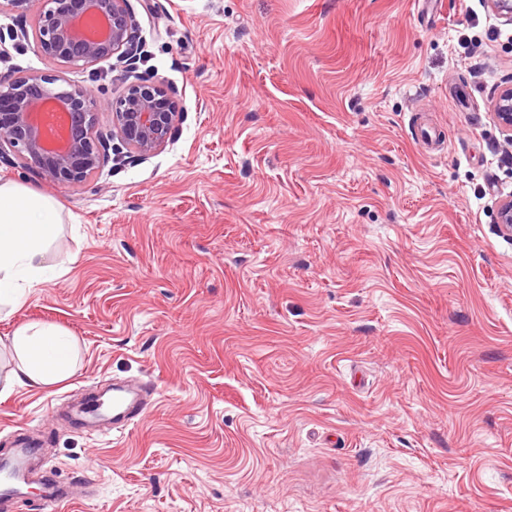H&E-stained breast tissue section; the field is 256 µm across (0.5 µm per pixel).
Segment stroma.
Wrapping results in <instances>:
<instances>
[{
  "instance_id": "stroma-1",
  "label": "stroma",
  "mask_w": 512,
  "mask_h": 512,
  "mask_svg": "<svg viewBox=\"0 0 512 512\" xmlns=\"http://www.w3.org/2000/svg\"><path fill=\"white\" fill-rule=\"evenodd\" d=\"M141 59L64 69L101 102L160 81L172 142L46 189L41 321L75 374L0 396V448L37 439L86 497L59 512H512V160L491 101L512 24L481 0H130ZM34 12L0 11L16 68L47 72ZM437 127L429 153L408 121ZM155 382L128 426L68 406Z\"/></svg>"
}]
</instances>
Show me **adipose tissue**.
<instances>
[{"mask_svg": "<svg viewBox=\"0 0 512 512\" xmlns=\"http://www.w3.org/2000/svg\"><path fill=\"white\" fill-rule=\"evenodd\" d=\"M62 232L54 199L14 183L0 184V308L21 303L30 288L44 282V257ZM4 347L11 370L0 390L15 385L49 388L71 377L78 365L75 336L54 325L19 327Z\"/></svg>", "mask_w": 512, "mask_h": 512, "instance_id": "obj_1", "label": "adipose tissue"}]
</instances>
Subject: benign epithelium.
<instances>
[{
  "label": "benign epithelium",
  "instance_id": "1",
  "mask_svg": "<svg viewBox=\"0 0 512 512\" xmlns=\"http://www.w3.org/2000/svg\"><path fill=\"white\" fill-rule=\"evenodd\" d=\"M512 23V0H486ZM34 33L39 52L60 67H92L112 58L134 69L138 29L129 0H38ZM512 143V83L492 101ZM110 129L98 130L96 99L61 74L26 72L0 79V164L18 161L50 187H75L101 171L119 140L149 157L176 135L179 101L160 81L133 82L108 104ZM501 229L512 235V197L498 202Z\"/></svg>",
  "mask_w": 512,
  "mask_h": 512
}]
</instances>
